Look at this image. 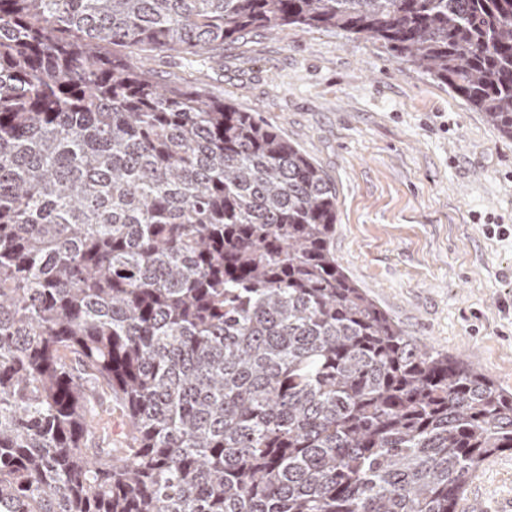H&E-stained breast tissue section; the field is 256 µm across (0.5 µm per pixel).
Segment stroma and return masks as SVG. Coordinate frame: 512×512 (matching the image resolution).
Returning <instances> with one entry per match:
<instances>
[{"label":"stroma","instance_id":"35a3bbf8","mask_svg":"<svg viewBox=\"0 0 512 512\" xmlns=\"http://www.w3.org/2000/svg\"><path fill=\"white\" fill-rule=\"evenodd\" d=\"M168 53L152 79L256 113L336 186V260L415 343L512 393V138L380 44L292 25ZM512 502V451L472 474L457 512Z\"/></svg>","mask_w":512,"mask_h":512}]
</instances>
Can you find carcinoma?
<instances>
[{
  "instance_id": "1",
  "label": "carcinoma",
  "mask_w": 512,
  "mask_h": 512,
  "mask_svg": "<svg viewBox=\"0 0 512 512\" xmlns=\"http://www.w3.org/2000/svg\"><path fill=\"white\" fill-rule=\"evenodd\" d=\"M283 25L512 137V0H0V512H456L512 451V394L337 263L327 175L127 61Z\"/></svg>"
}]
</instances>
